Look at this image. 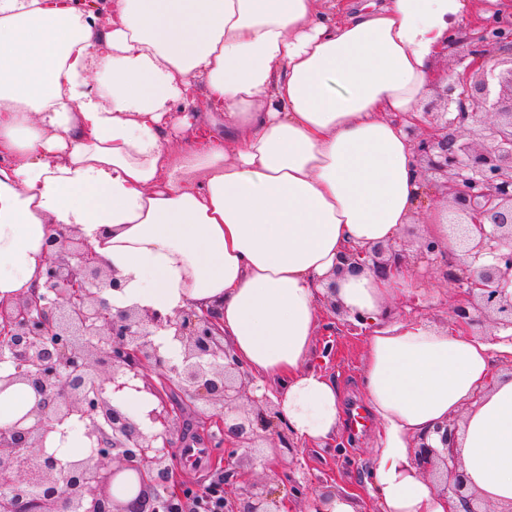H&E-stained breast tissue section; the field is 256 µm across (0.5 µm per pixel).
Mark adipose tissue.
<instances>
[{
	"label": "adipose tissue",
	"mask_w": 512,
	"mask_h": 512,
	"mask_svg": "<svg viewBox=\"0 0 512 512\" xmlns=\"http://www.w3.org/2000/svg\"><path fill=\"white\" fill-rule=\"evenodd\" d=\"M512 0H0V300L77 228L129 306L217 311L225 346L294 441L337 437L336 385L311 364L326 304L372 326L362 372L379 512H464L412 444L462 413L470 488L512 505V341L464 326L380 325L407 267L352 273L347 251L395 241L425 198L406 132L447 36ZM224 112V140L174 150L188 90ZM335 282V294L326 285Z\"/></svg>",
	"instance_id": "obj_1"
}]
</instances>
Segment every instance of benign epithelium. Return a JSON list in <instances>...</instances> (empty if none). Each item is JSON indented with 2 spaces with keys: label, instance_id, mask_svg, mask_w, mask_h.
<instances>
[{
  "label": "benign epithelium",
  "instance_id": "benign-epithelium-1",
  "mask_svg": "<svg viewBox=\"0 0 512 512\" xmlns=\"http://www.w3.org/2000/svg\"><path fill=\"white\" fill-rule=\"evenodd\" d=\"M476 44L455 46L459 60L483 59L465 76L439 89L446 107L427 112L428 124L407 133L415 167L428 183L445 179L438 201L448 203V232L424 236L409 254L399 241L357 248L347 257L354 271L386 275L398 267L440 262L454 285V322L490 320L512 329V27L487 23ZM495 115L479 144L469 135L479 117ZM42 284L11 303L0 302V392L29 385L32 409L0 429V512H172L186 491L171 467L173 449L184 446L173 400L189 398L210 446L224 448V486L239 479L237 451L271 435L288 441L270 399L248 395L253 379L224 346L217 317L189 308L174 316L135 306L112 312L103 294L122 288L91 245L76 232L50 237ZM179 344L176 358H164L158 332ZM159 370L158 380L148 370ZM142 382V386L134 382ZM158 400L150 426L113 403L124 388ZM247 399L252 408L240 401ZM75 419L90 441L86 454L64 460L45 449L54 426ZM460 415L436 427L443 449L419 439L423 473L437 488L464 502L466 512L493 509L470 490L455 452ZM223 512H281L268 485L253 484L240 500L224 496Z\"/></svg>",
  "mask_w": 512,
  "mask_h": 512
}]
</instances>
